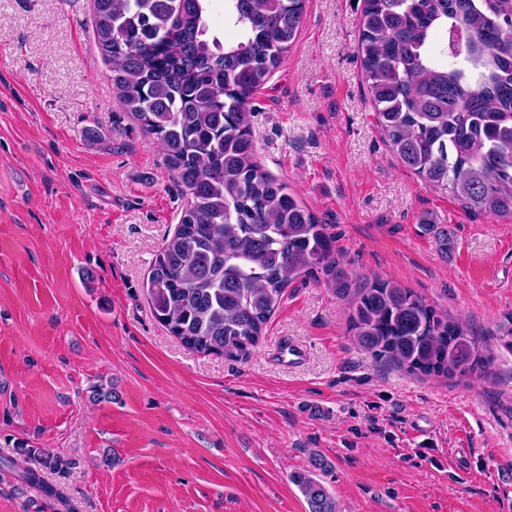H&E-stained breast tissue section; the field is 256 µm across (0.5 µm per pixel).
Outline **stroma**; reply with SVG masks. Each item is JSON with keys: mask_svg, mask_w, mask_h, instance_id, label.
Listing matches in <instances>:
<instances>
[{"mask_svg": "<svg viewBox=\"0 0 512 512\" xmlns=\"http://www.w3.org/2000/svg\"><path fill=\"white\" fill-rule=\"evenodd\" d=\"M363 0H306L252 101L260 165L336 240L356 276L412 289L491 339L489 373L373 363L350 309L286 288L246 359L201 356L155 321L144 284L187 203L126 112L91 32L92 0H0V512L43 497L16 442L73 512H306L310 453L342 512H512V217H469L385 145L356 52ZM448 230L443 249L436 228ZM308 348L288 368L276 344ZM112 400L96 401V385Z\"/></svg>", "mask_w": 512, "mask_h": 512, "instance_id": "stroma-1", "label": "stroma"}]
</instances>
